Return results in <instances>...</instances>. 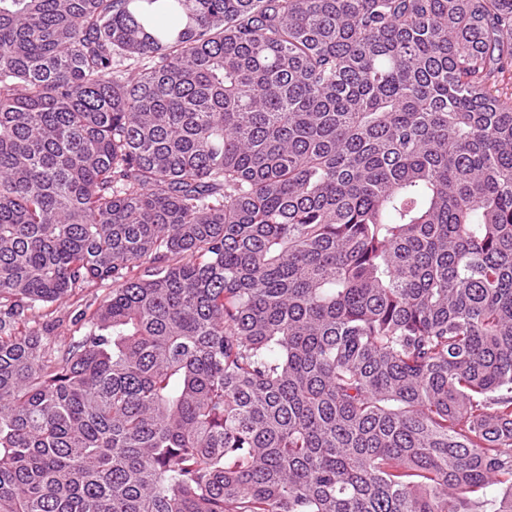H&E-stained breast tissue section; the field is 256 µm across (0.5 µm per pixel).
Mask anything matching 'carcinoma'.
<instances>
[{"label": "carcinoma", "instance_id": "carcinoma-1", "mask_svg": "<svg viewBox=\"0 0 512 512\" xmlns=\"http://www.w3.org/2000/svg\"><path fill=\"white\" fill-rule=\"evenodd\" d=\"M510 66L512 0H0V512H512ZM111 289V281L91 282L84 288L76 290L72 296L41 307L37 314L40 316V323L47 336L63 344L69 342L73 336L77 338L87 334L91 329L90 324L84 321L75 322L76 313L89 304L94 307Z\"/></svg>", "mask_w": 512, "mask_h": 512}]
</instances>
